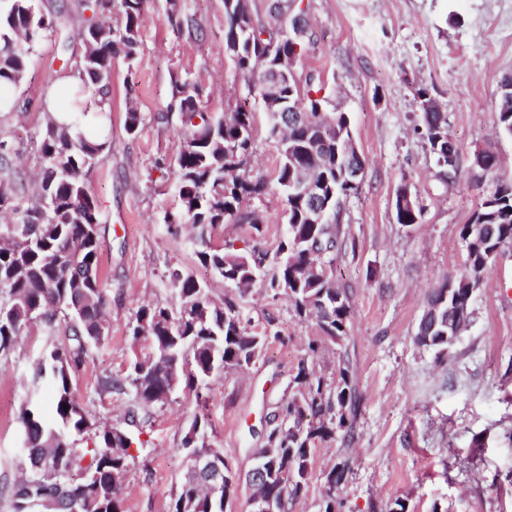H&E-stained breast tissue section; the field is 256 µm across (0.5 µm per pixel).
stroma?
I'll return each mask as SVG.
<instances>
[{
	"label": "stroma",
	"mask_w": 512,
	"mask_h": 512,
	"mask_svg": "<svg viewBox=\"0 0 512 512\" xmlns=\"http://www.w3.org/2000/svg\"><path fill=\"white\" fill-rule=\"evenodd\" d=\"M197 28L178 32L167 0H148L136 62L112 63L107 147L88 176L87 189L102 214L99 269L108 299L104 339L90 346L72 379L77 401L101 425L124 426L141 454L122 485L124 512H168L173 488L188 466L183 436L196 413L211 425L209 441L229 465L247 473L252 449L264 445L308 344L318 336L285 298L260 289L239 293L201 263L203 246L234 245L270 252L287 232L285 206L271 192L249 202L263 223L218 224L199 233L163 217L176 191L180 121L170 103L175 78L201 81L208 112L250 103L224 49V0H181ZM313 36L296 60L299 81L321 85L328 112H344L365 169L358 191L342 200L338 221L345 244L333 264L336 284L352 291L348 333L319 349L316 369L335 380L347 363L360 398L348 435L317 444L304 497L291 512H319L325 475L342 469L336 489L341 512H387L403 500L408 512H512V248L502 253L471 301L467 328L438 360L418 347L415 333L426 296L465 257L460 229L477 209L470 157L495 150L512 173V137L498 126L500 81L512 74V0H294ZM80 41L60 50L43 37L14 98L22 106L7 122L12 162L28 173L37 166L32 135L47 108L49 87L74 74ZM426 87L440 103L448 133L460 148L458 168L445 178L421 135L414 96ZM255 114L251 169L272 176L277 142L267 114ZM142 130H125L129 110ZM408 182L422 209L418 224L395 220V191ZM191 273L215 301L231 298L249 332L278 330L256 362L214 375L199 392L180 390L147 423H125V396L99 399L102 375L126 369L146 343L130 339L139 305L175 303L173 271ZM63 331L32 327L0 354V488L13 483L22 448L20 413L36 401L54 423L52 389L33 385L35 363Z\"/></svg>",
	"instance_id": "35a3bbf8"
}]
</instances>
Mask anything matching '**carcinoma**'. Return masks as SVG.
<instances>
[{
  "label": "carcinoma",
  "mask_w": 512,
  "mask_h": 512,
  "mask_svg": "<svg viewBox=\"0 0 512 512\" xmlns=\"http://www.w3.org/2000/svg\"><path fill=\"white\" fill-rule=\"evenodd\" d=\"M0 9V83L19 84L29 67L36 45L46 32L60 34L67 50L71 36L66 29L68 9L62 4L52 15L42 13L34 0H7ZM146 0H81L92 15L118 9L123 23L118 29L97 20L81 28L76 37L84 47L75 72L80 80L73 93L75 103L105 106L108 101L112 60L124 56L136 60ZM288 0H272L269 18L254 17L244 0H224V47L252 98L266 94L260 60L277 61L280 52L290 54L289 43L276 41L283 26ZM290 84L280 95L283 106L296 108L303 119L288 133L269 134L278 139L280 161L273 178L247 174L253 153L254 113L237 107L213 117L202 104L199 83L177 80L172 97L180 113L183 144L177 159L176 211L165 215L167 224H193L201 229L246 218L243 203L271 191L281 196L287 215L288 233L274 257L254 248L241 253L231 247H206L203 262L224 282L260 285L264 293L285 296L296 314L313 321L318 342H336L347 335L351 296L318 273L325 272L340 253L345 233L337 224L339 200L356 193L358 187L343 178L344 169L360 163L343 153L344 140L351 138L350 119L345 112L315 111L320 89L312 80L302 86L289 75ZM423 138L437 165L446 176L458 168L459 147L448 138L443 112L422 113ZM500 129L512 135V100L503 99L498 112ZM38 188L28 190L25 175L8 161L13 143L0 126V214L12 220L0 224V353L10 351L19 336L40 325L52 333L63 328L68 343L54 345L42 358L48 364L54 388L56 424L44 422L36 408H23L20 421L26 449L21 461V479L10 488L13 512H42L43 497L51 490L59 499L70 496L68 475L87 473L80 512H124L116 480L128 474L137 456L132 439L120 426H98L75 399L72 375L85 361L87 347L104 335L103 310L107 299L98 273L100 215L97 202L85 186L87 175L104 149L105 142L73 136L67 127L45 113L44 126L33 137ZM311 170L326 184L324 196H332L328 221H307L308 201L298 188L299 170ZM472 183L481 201L468 223L462 225L465 260L459 272L444 276L426 300L416 333L418 345L443 359L448 355V322L463 327L470 311L454 305L457 297L470 298L473 287L482 283L498 255L512 247V174L501 171L499 156L489 150L471 156ZM92 272L86 288L74 286L84 271ZM455 288L443 295L448 281ZM171 285L178 303H155L137 308L131 323L133 341L147 323L145 336L150 350L128 364L124 375L105 376L96 393L128 397V421H147L152 410L170 402L169 389L199 387L219 369H243L258 359L269 335L250 333L232 299L214 302L207 288L188 272L172 274ZM294 377V385L274 418L280 423L269 434L268 445L253 449L263 458L276 449L274 478L270 491L277 512H290L305 492L310 476V452L319 441L332 439L353 428L360 401L349 368H339V378L327 383L315 371L317 348ZM208 422L195 415L182 439V447L202 448ZM87 436L78 448L72 435ZM236 488H223L211 495L194 485L187 475L171 496L169 512H227L224 499L234 497Z\"/></svg>",
  "instance_id": "obj_1"
}]
</instances>
